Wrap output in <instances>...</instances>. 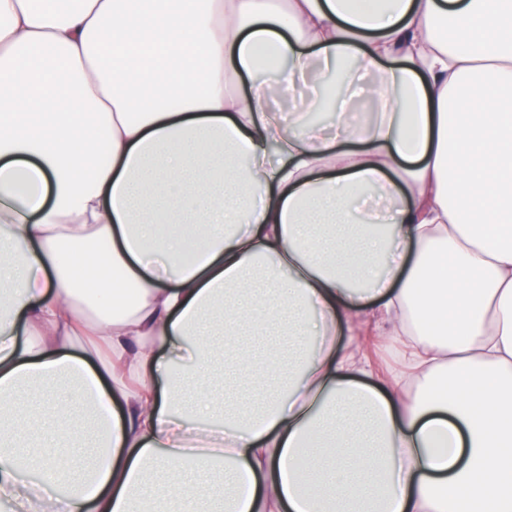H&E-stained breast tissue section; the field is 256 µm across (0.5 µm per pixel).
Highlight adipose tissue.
<instances>
[{"label":"adipose tissue","instance_id":"adipose-tissue-1","mask_svg":"<svg viewBox=\"0 0 512 512\" xmlns=\"http://www.w3.org/2000/svg\"><path fill=\"white\" fill-rule=\"evenodd\" d=\"M0 223L11 512H512V0H0Z\"/></svg>","mask_w":512,"mask_h":512}]
</instances>
